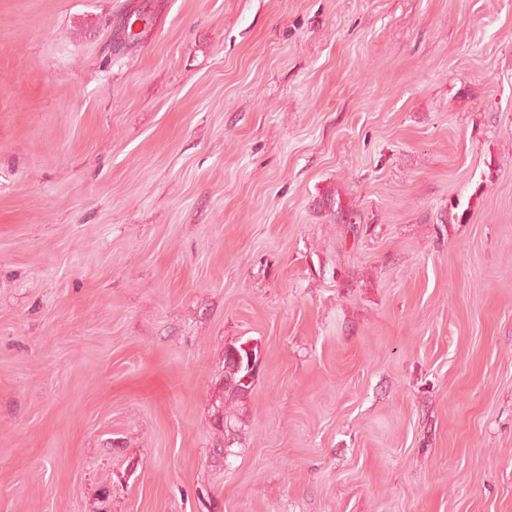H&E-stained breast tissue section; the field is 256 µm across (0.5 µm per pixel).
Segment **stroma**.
<instances>
[{
	"label": "stroma",
	"mask_w": 512,
	"mask_h": 512,
	"mask_svg": "<svg viewBox=\"0 0 512 512\" xmlns=\"http://www.w3.org/2000/svg\"><path fill=\"white\" fill-rule=\"evenodd\" d=\"M0 512H512V0H0ZM242 356V361L237 363L234 359L229 358V353L232 349L224 351V402L239 401L246 398L253 388L254 380L249 383H244L243 379L247 375L245 370V360L248 359L249 353L240 346L236 349Z\"/></svg>",
	"instance_id": "1"
}]
</instances>
